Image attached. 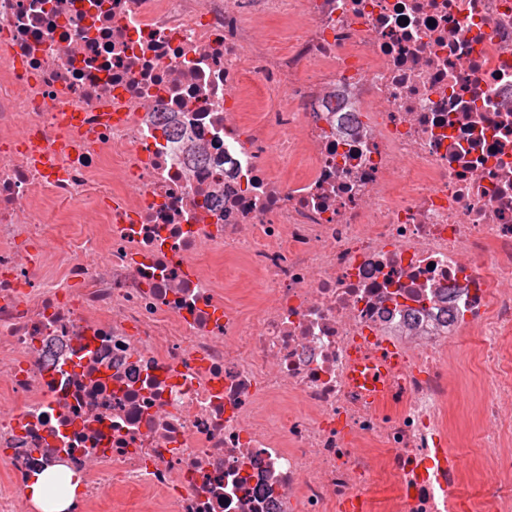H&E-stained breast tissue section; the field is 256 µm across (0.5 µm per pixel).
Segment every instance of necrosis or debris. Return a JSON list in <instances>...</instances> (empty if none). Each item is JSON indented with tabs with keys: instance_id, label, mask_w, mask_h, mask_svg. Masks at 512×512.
Segmentation results:
<instances>
[{
	"instance_id": "1",
	"label": "necrosis or debris",
	"mask_w": 512,
	"mask_h": 512,
	"mask_svg": "<svg viewBox=\"0 0 512 512\" xmlns=\"http://www.w3.org/2000/svg\"><path fill=\"white\" fill-rule=\"evenodd\" d=\"M50 468L512 512V0H0V512Z\"/></svg>"
}]
</instances>
